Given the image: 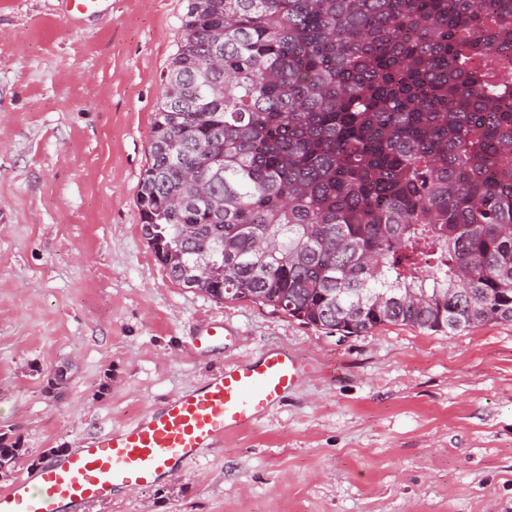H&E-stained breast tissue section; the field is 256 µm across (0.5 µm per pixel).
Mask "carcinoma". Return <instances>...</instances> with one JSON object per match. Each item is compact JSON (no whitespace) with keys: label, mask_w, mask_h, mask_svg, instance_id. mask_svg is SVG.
Returning <instances> with one entry per match:
<instances>
[{"label":"carcinoma","mask_w":512,"mask_h":512,"mask_svg":"<svg viewBox=\"0 0 512 512\" xmlns=\"http://www.w3.org/2000/svg\"><path fill=\"white\" fill-rule=\"evenodd\" d=\"M181 28L137 198L175 282L345 337L512 322V0H187ZM27 456L0 434V478Z\"/></svg>","instance_id":"1"}]
</instances>
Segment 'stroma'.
Instances as JSON below:
<instances>
[{"instance_id": "stroma-1", "label": "stroma", "mask_w": 512, "mask_h": 512, "mask_svg": "<svg viewBox=\"0 0 512 512\" xmlns=\"http://www.w3.org/2000/svg\"><path fill=\"white\" fill-rule=\"evenodd\" d=\"M186 6L69 21L61 0H0V431L30 452L15 475L285 348L310 371L280 405L85 512H512V322L344 337L183 287L148 247L137 194ZM214 321L223 348L193 351Z\"/></svg>"}]
</instances>
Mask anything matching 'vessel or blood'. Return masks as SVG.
I'll list each match as a JSON object with an SVG mask.
<instances>
[{
	"label": "vessel or blood",
	"mask_w": 512,
	"mask_h": 512,
	"mask_svg": "<svg viewBox=\"0 0 512 512\" xmlns=\"http://www.w3.org/2000/svg\"><path fill=\"white\" fill-rule=\"evenodd\" d=\"M307 373L270 349L224 367L139 419L89 437L0 491V512H84L116 491L138 492L181 473L226 434L251 427Z\"/></svg>",
	"instance_id": "b4317fda"
}]
</instances>
